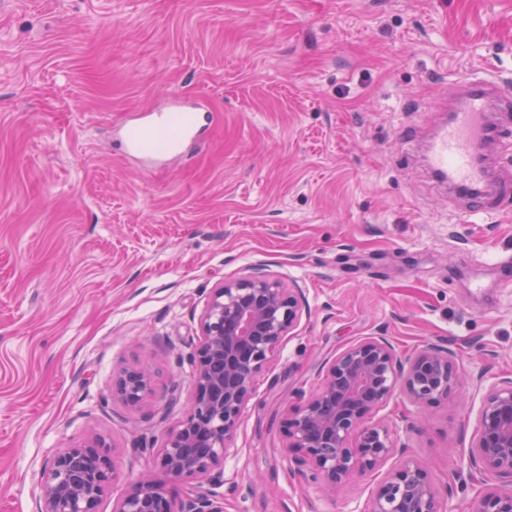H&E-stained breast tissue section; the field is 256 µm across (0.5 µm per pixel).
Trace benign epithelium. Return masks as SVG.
<instances>
[{"instance_id":"1","label":"benign epithelium","mask_w":512,"mask_h":512,"mask_svg":"<svg viewBox=\"0 0 512 512\" xmlns=\"http://www.w3.org/2000/svg\"><path fill=\"white\" fill-rule=\"evenodd\" d=\"M303 301L301 289L260 266L212 289L199 318L193 400L158 455L163 478L141 479L113 512H224L218 498L193 490L175 503L168 482L214 481L255 378L299 324ZM463 384L457 354L445 345L403 356L383 336L363 338L336 356L320 386L285 414L284 452L306 469L309 481L333 494L351 478L381 470L395 454L388 428L373 420L395 391L422 410L448 400ZM150 385L148 366L139 364L123 370L114 389L135 406ZM468 455L479 473L512 482L511 378L486 390ZM113 477L103 438L68 448L43 473L40 512H98ZM368 512H446L445 497L421 464L404 459L384 473ZM472 512H512V487L485 485Z\"/></svg>"}]
</instances>
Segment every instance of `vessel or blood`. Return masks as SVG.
<instances>
[{
	"label": "vessel or blood",
	"mask_w": 512,
	"mask_h": 512,
	"mask_svg": "<svg viewBox=\"0 0 512 512\" xmlns=\"http://www.w3.org/2000/svg\"><path fill=\"white\" fill-rule=\"evenodd\" d=\"M445 116L424 146V157L435 178L449 190L468 196L481 210L494 211L501 198L512 196V181L496 186L487 175L488 147L503 140L504 114L492 84L460 81L455 94L441 106ZM204 129L194 108L179 106L124 129L130 153L159 159L199 140Z\"/></svg>",
	"instance_id": "b4317fda"
}]
</instances>
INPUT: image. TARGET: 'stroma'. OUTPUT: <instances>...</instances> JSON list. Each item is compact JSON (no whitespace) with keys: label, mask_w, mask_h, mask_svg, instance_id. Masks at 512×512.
<instances>
[{"label":"stroma","mask_w":512,"mask_h":512,"mask_svg":"<svg viewBox=\"0 0 512 512\" xmlns=\"http://www.w3.org/2000/svg\"><path fill=\"white\" fill-rule=\"evenodd\" d=\"M512 80V0H0V512H37L42 472L102 437L113 512L193 396L199 316L256 265L305 308L255 381L224 512H367L380 474L321 496L282 420L352 343L441 342L467 378L374 418L468 512L487 387L512 378V199L474 217L429 173L428 115L456 82ZM181 99L209 127L147 168L122 126ZM145 361L137 405L116 376Z\"/></svg>","instance_id":"obj_1"}]
</instances>
